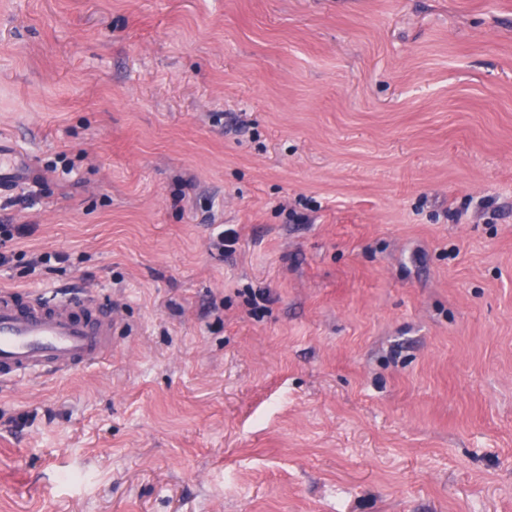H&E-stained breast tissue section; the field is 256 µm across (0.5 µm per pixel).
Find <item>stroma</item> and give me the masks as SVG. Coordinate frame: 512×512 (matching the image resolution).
<instances>
[{
    "label": "stroma",
    "instance_id": "1",
    "mask_svg": "<svg viewBox=\"0 0 512 512\" xmlns=\"http://www.w3.org/2000/svg\"><path fill=\"white\" fill-rule=\"evenodd\" d=\"M1 136L0 512H512V0H0ZM18 154L13 145L0 138V189L1 191L9 190L16 183L24 180L30 175V169L27 170L22 166L20 160L14 161L15 155ZM116 319L93 292L0 289V384L59 377L112 353Z\"/></svg>",
    "mask_w": 512,
    "mask_h": 512
}]
</instances>
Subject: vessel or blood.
Listing matches in <instances>:
<instances>
[{"label":"vessel or blood","mask_w":512,"mask_h":512,"mask_svg":"<svg viewBox=\"0 0 512 512\" xmlns=\"http://www.w3.org/2000/svg\"><path fill=\"white\" fill-rule=\"evenodd\" d=\"M13 145L0 138V189L28 177ZM116 319L93 292L58 295L0 289V384L59 377L112 352Z\"/></svg>","instance_id":"1"}]
</instances>
